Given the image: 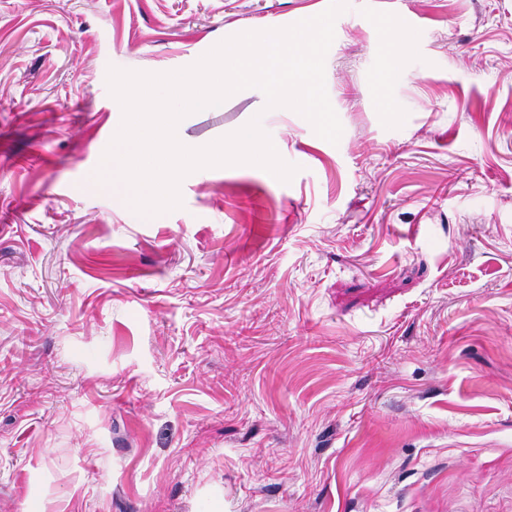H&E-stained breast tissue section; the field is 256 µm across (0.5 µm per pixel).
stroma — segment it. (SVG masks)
<instances>
[{"mask_svg":"<svg viewBox=\"0 0 512 512\" xmlns=\"http://www.w3.org/2000/svg\"><path fill=\"white\" fill-rule=\"evenodd\" d=\"M328 2L0 0V512H512V0H348L343 133L280 113L290 182L192 173L147 222L91 182L109 67ZM398 16L416 43L381 89Z\"/></svg>","mask_w":512,"mask_h":512,"instance_id":"obj_1","label":"stroma"}]
</instances>
